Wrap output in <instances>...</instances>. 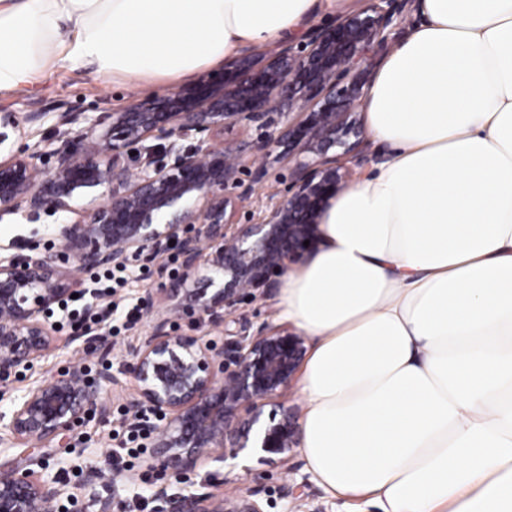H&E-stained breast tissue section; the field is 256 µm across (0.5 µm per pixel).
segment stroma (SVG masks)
Here are the masks:
<instances>
[{
    "instance_id": "35a3bbf8",
    "label": "stroma",
    "mask_w": 512,
    "mask_h": 512,
    "mask_svg": "<svg viewBox=\"0 0 512 512\" xmlns=\"http://www.w3.org/2000/svg\"><path fill=\"white\" fill-rule=\"evenodd\" d=\"M175 88V83L170 81L132 85L119 78H99L83 69L55 65L25 89L1 94L0 109L50 112L61 103L71 110L96 115L122 110L133 101L163 95ZM57 221V216L45 213L34 220L17 215L0 217V245L56 250L57 243L51 229ZM160 265L170 274L180 272L174 253L169 252L161 257L159 265L151 264L144 269L133 266L123 288L99 297L97 305L109 311L112 326L102 350L87 351L76 331L67 326L60 309H53L48 314L46 321L54 339L53 349L35 362L32 369L20 372L12 383L0 387V413L9 412L14 397L41 374L56 372L76 363L85 364L94 371L98 370L100 363H107L112 374L120 376L124 386L105 393L106 415L91 414L62 442L51 443L32 455L22 447L0 452L1 471L37 466L39 471L57 479L64 490L63 501H77L80 512H96V498L111 494L123 500L125 512H153L152 497L160 482L158 475L148 468L146 457H139L130 464L122 462L112 433L120 424L127 397L134 391L135 380L125 370L129 353L149 330V322L144 318L134 327H126L123 313L127 307L140 304L147 289L158 287L156 268ZM92 466L101 468L103 476L90 486L86 483V472ZM287 466L304 468L300 453H292L287 465L282 466L264 461L259 452L248 450L241 455L235 469L208 462L201 465L189 482H171L170 489L189 494L201 492L206 487L215 495H231L243 483L258 476L262 479L267 512H377L372 503L331 496L316 484L298 489L294 505H287L280 494L282 471Z\"/></svg>"
}]
</instances>
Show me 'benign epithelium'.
Masks as SVG:
<instances>
[{
	"label": "benign epithelium",
	"instance_id": "benign-epithelium-1",
	"mask_svg": "<svg viewBox=\"0 0 512 512\" xmlns=\"http://www.w3.org/2000/svg\"><path fill=\"white\" fill-rule=\"evenodd\" d=\"M364 2L306 33L297 47L231 62L222 82L203 78L121 112H55V149L42 139L13 149L48 113L0 111V216H63L57 251L0 253L1 386L52 349L46 312L75 288L89 292L69 263L123 269L174 248L182 271L204 262L222 280L200 308L209 324L224 326V344L217 350L201 336L173 333L170 315L185 306L178 301L161 312L147 293L151 328L130 352L136 386L126 407L132 422L146 412L157 418L150 423V468L187 481L201 462L226 464L249 448L273 455L271 463L288 460L297 417L280 398L304 358L305 336L286 326L255 328L234 314L245 299L268 294L275 277L304 255V241L314 240L322 214L348 184L351 171L340 158L369 151L350 114L363 106L365 77L410 24L415 0ZM272 112L285 119L279 136L224 138L235 126L267 125ZM195 136L191 148L178 144ZM279 147L301 156L288 167L284 193L268 196L257 223L231 230L267 176L260 164L244 185L242 157ZM160 151L173 163L158 162ZM118 382L107 371L91 380L82 365L33 382L10 413L0 414V447L34 450L65 439L89 413L107 412L104 393ZM262 493L257 483L216 500L211 493H170L162 484L154 512H265ZM62 494L56 480L33 469L0 472V512H56Z\"/></svg>",
	"mask_w": 512,
	"mask_h": 512
}]
</instances>
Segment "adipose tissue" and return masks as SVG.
<instances>
[{"mask_svg": "<svg viewBox=\"0 0 512 512\" xmlns=\"http://www.w3.org/2000/svg\"><path fill=\"white\" fill-rule=\"evenodd\" d=\"M325 0H0V93L50 66L178 81ZM365 92L389 148L286 272L310 344L298 449L381 512H512V0H420Z\"/></svg>", "mask_w": 512, "mask_h": 512, "instance_id": "ef3b65f1", "label": "adipose tissue"}]
</instances>
